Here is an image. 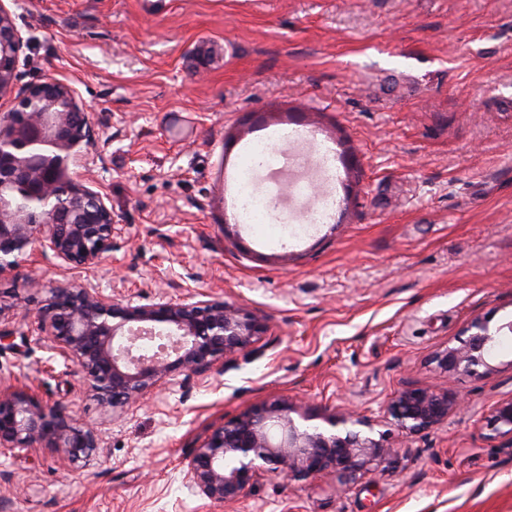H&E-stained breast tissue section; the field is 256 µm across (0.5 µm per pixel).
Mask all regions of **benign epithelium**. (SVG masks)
Returning a JSON list of instances; mask_svg holds the SVG:
<instances>
[{"label": "benign epithelium", "mask_w": 512, "mask_h": 512, "mask_svg": "<svg viewBox=\"0 0 512 512\" xmlns=\"http://www.w3.org/2000/svg\"><path fill=\"white\" fill-rule=\"evenodd\" d=\"M23 40L0 3V279L36 255L52 252L67 269L98 264L112 251V210L80 184L70 162L91 146L96 131L72 88L55 78L17 86L16 62ZM37 312V329L49 348L83 374L100 405L120 414L178 376L189 380L219 369L224 360L259 341L266 326L258 315L221 298L165 299L148 305L109 295L90 283L49 287ZM458 347L435 362L450 373L489 368V349L500 338L476 318ZM175 338L153 355L140 352L142 336ZM459 400L423 387L399 391L388 405L392 425L410 434L442 425ZM311 416L286 399L258 404L211 431L186 459L185 476L202 499L226 506L243 499L269 474L307 479L328 472L346 481L369 466H390L397 451L374 424L353 412L310 427ZM495 436L512 439V398L485 416ZM59 451L76 465L96 459L99 432L82 426L71 408L43 402L30 389L0 383V451Z\"/></svg>", "instance_id": "obj_1"}]
</instances>
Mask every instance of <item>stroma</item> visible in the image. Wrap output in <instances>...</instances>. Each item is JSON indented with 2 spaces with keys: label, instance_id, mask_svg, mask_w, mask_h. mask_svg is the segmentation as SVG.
I'll use <instances>...</instances> for the list:
<instances>
[{
  "label": "stroma",
  "instance_id": "35a3bbf8",
  "mask_svg": "<svg viewBox=\"0 0 512 512\" xmlns=\"http://www.w3.org/2000/svg\"><path fill=\"white\" fill-rule=\"evenodd\" d=\"M20 31L19 84L54 76L87 105L80 159L112 210V250L65 274L38 259L0 280V379L32 385L100 430L98 459L0 453L10 512H512V439L483 418L512 397V334L489 371L434 362L474 318L512 320V0H0ZM334 149L336 210L296 246L240 224L229 196L265 137ZM88 280L148 304L199 293L255 311L267 331L205 378L113 418L52 352L31 281ZM460 397L409 435L389 399ZM272 398L321 418L346 409L397 448L396 466L337 490L334 475L261 480L207 506L184 462L210 431Z\"/></svg>",
  "mask_w": 512,
  "mask_h": 512
}]
</instances>
